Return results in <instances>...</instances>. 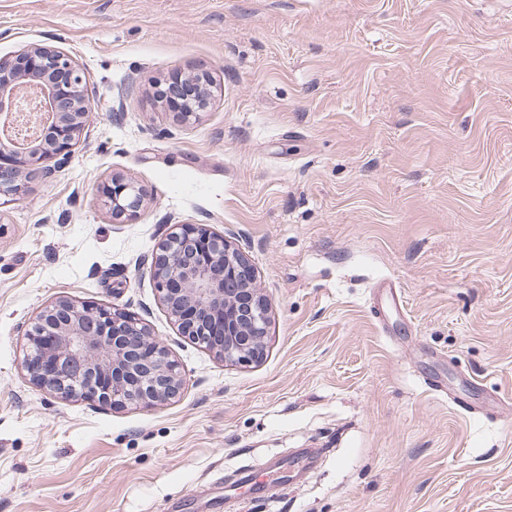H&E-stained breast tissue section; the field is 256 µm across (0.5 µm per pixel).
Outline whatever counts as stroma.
Returning a JSON list of instances; mask_svg holds the SVG:
<instances>
[{"label": "stroma", "mask_w": 512, "mask_h": 512, "mask_svg": "<svg viewBox=\"0 0 512 512\" xmlns=\"http://www.w3.org/2000/svg\"><path fill=\"white\" fill-rule=\"evenodd\" d=\"M36 44L92 101L70 163L0 199V512H512V0H0V58ZM198 70L211 103L177 122L154 85ZM115 175L134 217L99 194ZM171 220L249 256L260 362L183 337L137 270ZM61 296L144 319L181 397L30 384ZM102 194L114 218L132 217L143 205L145 189L121 177L112 176Z\"/></svg>", "instance_id": "stroma-1"}]
</instances>
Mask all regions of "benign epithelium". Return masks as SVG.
Wrapping results in <instances>:
<instances>
[{"label":"benign epithelium","mask_w":512,"mask_h":512,"mask_svg":"<svg viewBox=\"0 0 512 512\" xmlns=\"http://www.w3.org/2000/svg\"><path fill=\"white\" fill-rule=\"evenodd\" d=\"M209 73L188 79L180 122L210 105ZM90 78L54 46L0 59V196L29 192L70 162L85 126ZM115 218L132 217L145 189L121 177L103 186ZM149 275L180 333L224 362H254L266 346L269 303L249 258L204 224H177L152 256ZM23 369L37 388L113 408L152 409L181 395L185 378L139 319L60 297L26 332Z\"/></svg>","instance_id":"7a95c632"}]
</instances>
